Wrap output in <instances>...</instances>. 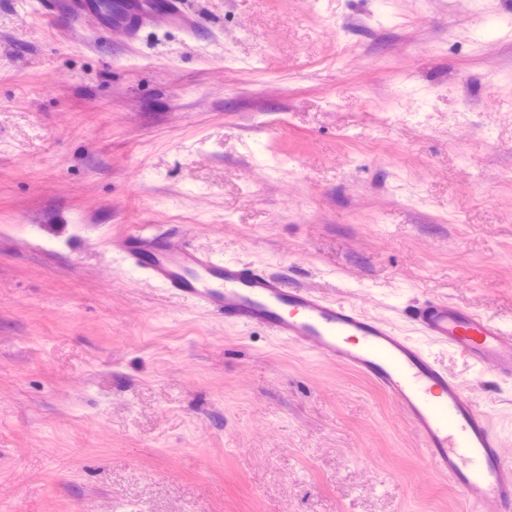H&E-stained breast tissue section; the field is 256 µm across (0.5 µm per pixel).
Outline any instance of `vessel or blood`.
<instances>
[{
  "instance_id": "obj_1",
  "label": "vessel or blood",
  "mask_w": 512,
  "mask_h": 512,
  "mask_svg": "<svg viewBox=\"0 0 512 512\" xmlns=\"http://www.w3.org/2000/svg\"><path fill=\"white\" fill-rule=\"evenodd\" d=\"M46 11L73 18L109 16L111 26L137 34L158 14L192 29L182 0H47ZM115 250L180 300L201 304L226 321L269 329L291 345L351 369L387 393L405 415L425 463L467 502L470 512H512V461L488 414L463 385L418 344L357 307L240 260L214 259L178 238L135 228ZM410 320L430 340L483 370L512 380V331L447 300L414 306Z\"/></svg>"
}]
</instances>
